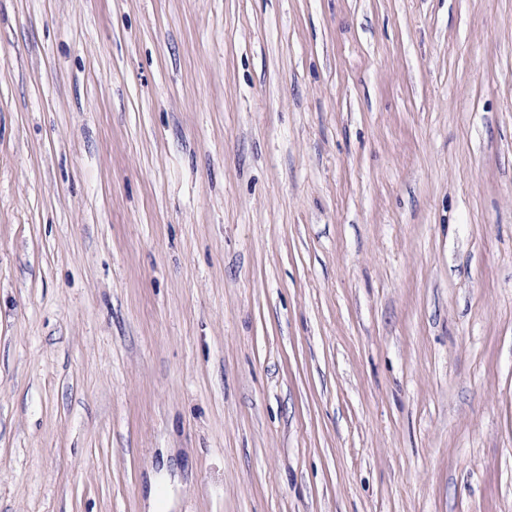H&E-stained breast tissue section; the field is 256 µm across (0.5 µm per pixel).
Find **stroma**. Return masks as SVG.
I'll list each match as a JSON object with an SVG mask.
<instances>
[{
  "mask_svg": "<svg viewBox=\"0 0 512 512\" xmlns=\"http://www.w3.org/2000/svg\"><path fill=\"white\" fill-rule=\"evenodd\" d=\"M512 512V0H0V512Z\"/></svg>",
  "mask_w": 512,
  "mask_h": 512,
  "instance_id": "obj_1",
  "label": "stroma"
}]
</instances>
